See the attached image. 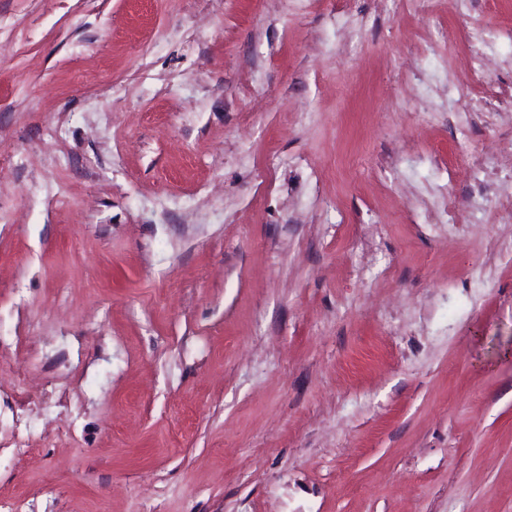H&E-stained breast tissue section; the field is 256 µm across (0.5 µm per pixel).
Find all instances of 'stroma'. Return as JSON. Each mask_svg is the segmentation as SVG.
Masks as SVG:
<instances>
[{"mask_svg": "<svg viewBox=\"0 0 512 512\" xmlns=\"http://www.w3.org/2000/svg\"><path fill=\"white\" fill-rule=\"evenodd\" d=\"M507 196L512 0H0V501L512 512Z\"/></svg>", "mask_w": 512, "mask_h": 512, "instance_id": "stroma-1", "label": "stroma"}]
</instances>
